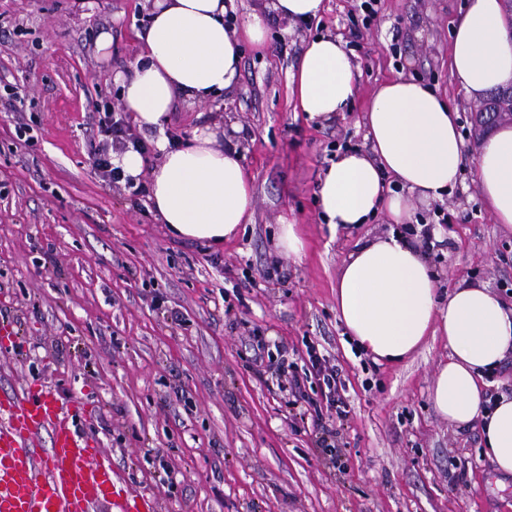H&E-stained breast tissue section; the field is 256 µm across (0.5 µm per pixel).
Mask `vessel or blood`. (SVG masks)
Here are the masks:
<instances>
[{
  "label": "vessel or blood",
  "instance_id": "b4317fda",
  "mask_svg": "<svg viewBox=\"0 0 512 512\" xmlns=\"http://www.w3.org/2000/svg\"><path fill=\"white\" fill-rule=\"evenodd\" d=\"M78 408L33 384L0 393V512H96L104 502L116 512H157L155 500L131 488L78 429Z\"/></svg>",
  "mask_w": 512,
  "mask_h": 512
}]
</instances>
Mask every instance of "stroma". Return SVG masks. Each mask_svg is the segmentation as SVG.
<instances>
[{
	"instance_id": "1",
	"label": "stroma",
	"mask_w": 512,
	"mask_h": 512,
	"mask_svg": "<svg viewBox=\"0 0 512 512\" xmlns=\"http://www.w3.org/2000/svg\"><path fill=\"white\" fill-rule=\"evenodd\" d=\"M464 2L379 0L365 26L362 0H325L320 20L288 30L272 19L264 46L242 42L237 80L216 101L178 103L179 138L213 123L223 136L247 132L253 221L210 247L159 224L148 172L114 183L93 167L94 107L122 109L114 74L139 55L147 0H0V323L17 336L0 348V391L42 383L79 399L89 411L79 427L158 512H512V476L486 458L478 426L449 425L432 407L447 341L378 363L337 317L341 265L360 239L390 231L386 215L333 234L316 196L329 142L364 148L369 97L402 74L448 98L475 148L476 104L448 65ZM326 33L352 48L358 91L316 125L294 110L289 74L304 39ZM13 96L23 117L7 109ZM415 218L442 229L427 251L441 290L473 280L512 303V233L489 214L473 165L442 203L416 204ZM285 220L300 227L301 258L274 249ZM256 328L288 345L297 368L311 341L335 356L349 402L339 460L247 367ZM463 460L465 482L450 484Z\"/></svg>"
}]
</instances>
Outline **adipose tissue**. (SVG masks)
I'll return each mask as SVG.
<instances>
[{"label":"adipose tissue","mask_w":512,"mask_h":512,"mask_svg":"<svg viewBox=\"0 0 512 512\" xmlns=\"http://www.w3.org/2000/svg\"><path fill=\"white\" fill-rule=\"evenodd\" d=\"M235 9L236 0H153L137 60L114 77L125 110L154 134L148 200L156 218L173 235L210 245L252 223V178L241 149L218 145L213 128L172 139L175 103L215 100L239 74L241 41L264 45L269 15L306 24L321 17L324 0H259L239 29L224 23ZM450 69L475 100L512 84V31L502 0H467L451 33ZM289 87L295 111L309 121L346 112L357 72L343 37L309 38ZM366 127V149L337 155L319 176L321 218L336 230L382 212L395 228L358 243L344 260L336 278L339 319L377 362H402L429 338H445L448 358L438 365L433 408L450 425L479 424L486 457L498 473L512 475V396L486 409L484 382L512 355V306L474 282L440 296L427 256L397 230L412 223L415 203L443 200L470 159L495 223L512 231V125L493 128L467 154L457 110L422 79L398 76L373 92Z\"/></svg>","instance_id":"ef3b65f1"}]
</instances>
